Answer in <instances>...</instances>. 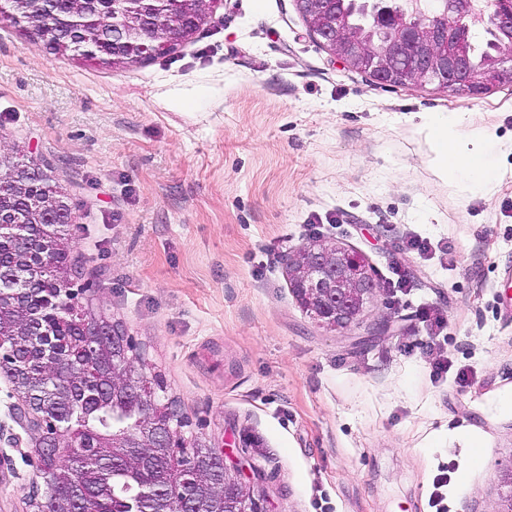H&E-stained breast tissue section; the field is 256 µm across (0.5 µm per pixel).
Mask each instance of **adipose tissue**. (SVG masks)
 Returning a JSON list of instances; mask_svg holds the SVG:
<instances>
[{
    "label": "adipose tissue",
    "instance_id": "obj_1",
    "mask_svg": "<svg viewBox=\"0 0 512 512\" xmlns=\"http://www.w3.org/2000/svg\"><path fill=\"white\" fill-rule=\"evenodd\" d=\"M423 126L444 172L466 177L478 188L493 181L489 144L484 137L465 128L463 116L430 112L424 116Z\"/></svg>",
    "mask_w": 512,
    "mask_h": 512
}]
</instances>
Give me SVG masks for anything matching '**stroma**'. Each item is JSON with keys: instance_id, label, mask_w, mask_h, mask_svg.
<instances>
[{"instance_id": "35a3bbf8", "label": "stroma", "mask_w": 512, "mask_h": 512, "mask_svg": "<svg viewBox=\"0 0 512 512\" xmlns=\"http://www.w3.org/2000/svg\"><path fill=\"white\" fill-rule=\"evenodd\" d=\"M421 112L488 138L491 187L439 173ZM15 147L68 193L79 304L121 324L194 435L262 473L269 512H435L443 469L446 512H495L512 459V84L472 98L377 83L294 0H224L188 41L120 69L0 21V149ZM318 238L371 266L363 324L319 327L294 299L288 255ZM429 306L446 320L434 343ZM20 405L0 373V512H36L39 434Z\"/></svg>"}]
</instances>
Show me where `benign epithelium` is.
<instances>
[{
  "label": "benign epithelium",
  "mask_w": 512,
  "mask_h": 512,
  "mask_svg": "<svg viewBox=\"0 0 512 512\" xmlns=\"http://www.w3.org/2000/svg\"><path fill=\"white\" fill-rule=\"evenodd\" d=\"M90 0H71L70 14L66 17H45L36 25H21L16 11L7 12L9 22L23 26V30L36 40L57 45L60 27L76 26L91 29L84 34L85 52L97 55L100 25L97 16L86 11ZM163 0H112V62L132 52L146 60L159 50L175 47L188 40L206 15L223 4V0H203L197 9L186 10L173 22L158 13ZM309 29L322 46L347 67L360 69L375 79L393 83L407 80L411 84H436L452 92L465 91L478 97L512 77V0H467L466 13L472 24L489 25L508 36L499 52L486 59L477 69L468 65L464 51L448 52V35L456 31V22L462 13L454 0H437V11L429 12L426 0H400L395 7L385 8L377 0L371 5L374 18L373 31L364 34L347 23L342 0H296ZM156 34L158 43L146 49L141 45L144 37ZM42 178L47 174L32 160L12 153H0V183L6 181L21 190L27 178ZM72 222L70 204L62 199H32L26 210L15 214L0 205V233L7 229L23 247L34 242L40 251V262L27 270L26 281L34 287L45 276L59 278L65 292H71L69 273H59L50 261L55 249L51 228ZM288 280L300 305L313 319L330 328L345 329L363 321L367 303L375 296L377 284L370 268L356 253L331 241H317L288 257ZM7 309L21 313L19 328L6 337L0 333V369L20 360L12 344L28 335L35 316L26 309L23 293L16 291L8 301ZM85 324L82 344L99 351L104 339L100 332L101 314L88 311L83 315ZM46 378L52 381L53 392L62 398L68 395L69 376L58 363L53 349L42 345ZM24 417L28 425L42 431L35 449L37 462L63 445V428L72 424L55 422L44 412V406L28 393L23 398ZM224 473L233 477L239 487L249 489L251 500L232 512H266L261 495L251 483L245 481L240 469L224 465ZM502 492L495 512H512V461L502 468L499 478Z\"/></svg>",
  "instance_id": "7a95c632"
}]
</instances>
